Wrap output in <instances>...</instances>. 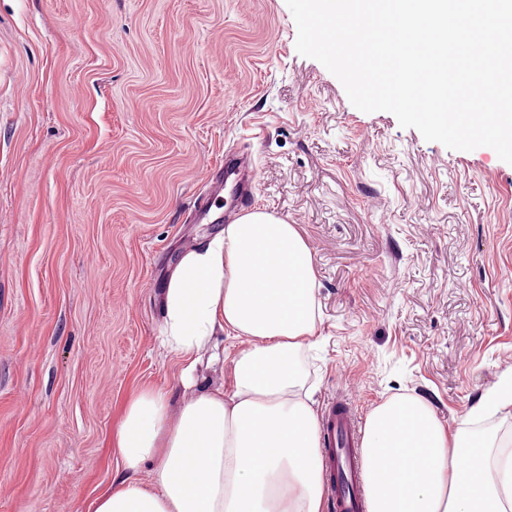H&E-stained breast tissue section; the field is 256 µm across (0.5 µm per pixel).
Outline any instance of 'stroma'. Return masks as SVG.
Segmentation results:
<instances>
[{"instance_id":"stroma-1","label":"stroma","mask_w":512,"mask_h":512,"mask_svg":"<svg viewBox=\"0 0 512 512\" xmlns=\"http://www.w3.org/2000/svg\"><path fill=\"white\" fill-rule=\"evenodd\" d=\"M296 36L286 0H0V512H88L135 390L231 384L158 336L232 147L313 254L317 408L452 427L512 371V164L358 110Z\"/></svg>"}]
</instances>
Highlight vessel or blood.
Instances as JSON below:
<instances>
[{"label":"vessel or blood","instance_id":"vessel-or-blood-1","mask_svg":"<svg viewBox=\"0 0 512 512\" xmlns=\"http://www.w3.org/2000/svg\"><path fill=\"white\" fill-rule=\"evenodd\" d=\"M224 189L231 194L235 206H244L251 200L253 169L239 151L224 154ZM321 435L329 476L327 496L335 512H367L357 418L350 399L328 404L322 415Z\"/></svg>","mask_w":512,"mask_h":512}]
</instances>
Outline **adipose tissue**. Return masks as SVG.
<instances>
[{"label": "adipose tissue", "mask_w": 512, "mask_h": 512, "mask_svg": "<svg viewBox=\"0 0 512 512\" xmlns=\"http://www.w3.org/2000/svg\"><path fill=\"white\" fill-rule=\"evenodd\" d=\"M314 285L296 225L264 210L181 256L164 284L162 342L188 382L218 360V334L245 340L232 384L176 408L165 390L135 391L112 435L121 464L89 512H325L314 390L297 363L317 343ZM510 410L512 374L453 431L416 395L376 406L362 439L368 512H512V452L471 428Z\"/></svg>", "instance_id": "adipose-tissue-1"}]
</instances>
